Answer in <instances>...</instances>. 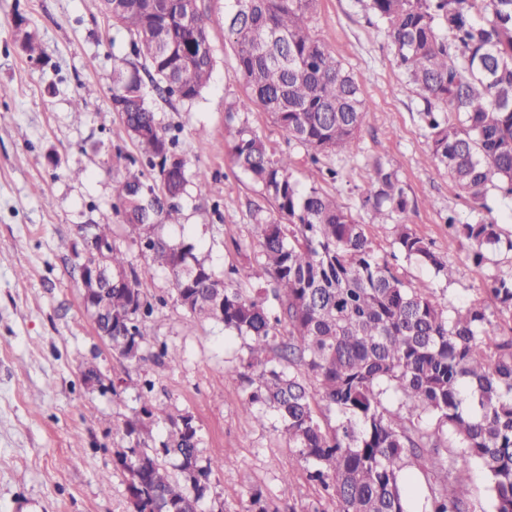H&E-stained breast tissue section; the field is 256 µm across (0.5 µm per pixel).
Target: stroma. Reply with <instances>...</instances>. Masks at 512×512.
Wrapping results in <instances>:
<instances>
[{
    "label": "stroma",
    "mask_w": 512,
    "mask_h": 512,
    "mask_svg": "<svg viewBox=\"0 0 512 512\" xmlns=\"http://www.w3.org/2000/svg\"><path fill=\"white\" fill-rule=\"evenodd\" d=\"M204 4L216 59L210 86L191 104L157 99L155 110L190 167L207 170L210 179L182 200L181 223L162 233L197 241L221 274L254 262L250 213L265 200L225 148V105L243 89L224 0ZM311 25L363 83L370 110L358 138L349 152L315 166L270 114L251 112V126L276 153L291 155L303 187L322 188L358 215L379 258L405 279L443 291L457 305L475 298L487 274L512 271V252L488 254L478 264L449 236L447 215L468 222L470 204L429 155L418 101L404 86L391 41L362 0H318ZM22 28L37 37L41 60L22 53ZM128 43L100 0H0V85L9 89L0 97V512H129L114 458L134 443L125 423L145 379L154 381L158 400L193 414L202 458L227 461L230 477L211 478L224 512H251L256 494L268 512H335L334 500L310 479V464L281 436L276 416L266 413L259 422L242 412L250 390L242 377L248 338L227 335L222 324L198 320L177 304L168 271L153 265L135 227L112 207L118 182L143 170L112 108V59L127 53ZM86 87L87 107L74 116L73 100ZM378 161L398 170L410 199L404 220L454 266L452 282L394 255L390 225L371 223L362 210ZM323 166L345 172V179H322ZM83 224L111 225L114 247L128 256L154 304L149 323L156 340L178 353L174 362L129 363L96 334L73 254ZM86 361L118 381L117 391L87 385ZM35 399L40 409L32 408Z\"/></svg>",
    "instance_id": "obj_1"
}]
</instances>
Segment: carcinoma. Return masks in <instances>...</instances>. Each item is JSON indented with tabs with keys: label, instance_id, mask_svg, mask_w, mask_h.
Here are the masks:
<instances>
[{
	"label": "carcinoma",
	"instance_id": "carcinoma-1",
	"mask_svg": "<svg viewBox=\"0 0 512 512\" xmlns=\"http://www.w3.org/2000/svg\"><path fill=\"white\" fill-rule=\"evenodd\" d=\"M316 2L225 0L244 91L225 107V136L234 167L274 206L250 213L270 296L242 288L256 275L253 265H233L222 278L198 257L199 243L157 232L179 223L191 183H208L206 170H189L150 94L192 103L209 86L215 59L202 0H101L112 25L129 35V52L112 57L113 110L163 184L160 195L129 174L116 187L115 208L138 228L142 250L168 270L186 312L250 339L254 388L242 409L259 422L263 409L277 413L288 447L312 465L311 478L335 499L336 512H414L403 471L416 466L430 488L420 512H470L460 493L467 472L443 456L446 446L482 467L491 512H512V272L483 282L494 310L478 297L454 306L404 280L352 212L316 186L301 188L291 157L272 151L249 122L255 108L270 113L315 165L357 138L369 103L360 80L310 26ZM367 7L421 104L432 158L472 206L468 224L448 216L449 234L479 263L488 250L512 251L488 205L493 195L512 198V0H369ZM408 206L398 170L375 164L361 203L371 223L392 225L400 255L451 281L455 269L402 221ZM82 233L78 268L112 267L110 291L95 298L99 325H112L104 340L139 362L154 344L153 304L119 250L96 252L112 238L111 225L89 224ZM152 357L174 361L176 352L163 343ZM153 389L149 380L139 386L140 416L128 422L135 444L115 458L134 512H206L210 476L226 464L201 461L194 416L170 411ZM316 399L336 413V424L320 421ZM154 417L167 422L166 436L140 438ZM425 418L437 428L422 426Z\"/></svg>",
	"mask_w": 512,
	"mask_h": 512
}]
</instances>
